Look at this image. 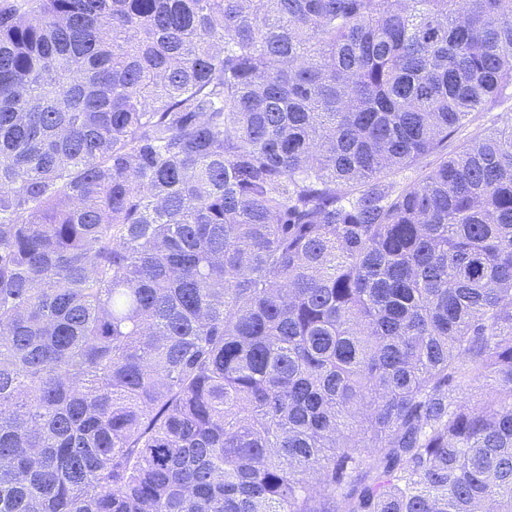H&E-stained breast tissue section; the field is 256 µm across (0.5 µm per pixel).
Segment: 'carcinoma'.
<instances>
[{
	"mask_svg": "<svg viewBox=\"0 0 512 512\" xmlns=\"http://www.w3.org/2000/svg\"><path fill=\"white\" fill-rule=\"evenodd\" d=\"M510 86L512 0H4L0 512H512ZM506 98L503 104L496 106L486 113H478L472 116V121L466 128L461 129L457 134L448 138V154L457 151L463 144L470 141L477 134L485 132L493 126L503 127L511 124L512 121V88L506 90ZM508 97H510L508 99Z\"/></svg>",
	"mask_w": 512,
	"mask_h": 512,
	"instance_id": "cac0c4a2",
	"label": "carcinoma"
}]
</instances>
